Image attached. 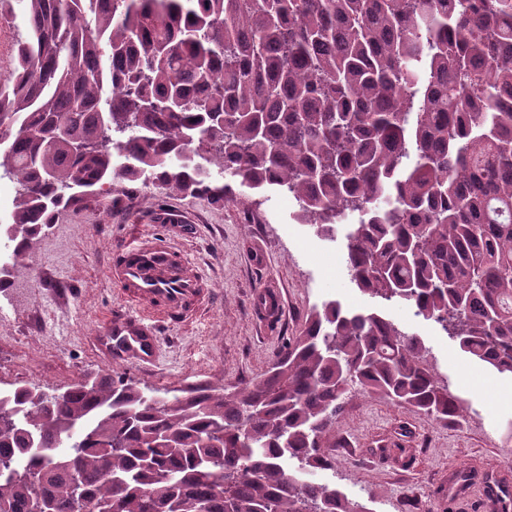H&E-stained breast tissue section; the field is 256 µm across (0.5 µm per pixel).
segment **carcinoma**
I'll use <instances>...</instances> for the list:
<instances>
[{
    "mask_svg": "<svg viewBox=\"0 0 512 512\" xmlns=\"http://www.w3.org/2000/svg\"><path fill=\"white\" fill-rule=\"evenodd\" d=\"M15 185L0 291L72 204L155 185L288 192L357 288L512 377V0H27L0 79ZM424 340L330 300L233 393L83 379L0 390V512H369L332 467L352 388L446 422ZM68 448L67 454L56 452Z\"/></svg>",
    "mask_w": 512,
    "mask_h": 512,
    "instance_id": "1",
    "label": "carcinoma"
}]
</instances>
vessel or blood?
Returning a JSON list of instances; mask_svg holds the SVG:
<instances>
[{"label": "vessel or blood", "instance_id": "obj_1", "mask_svg": "<svg viewBox=\"0 0 512 512\" xmlns=\"http://www.w3.org/2000/svg\"><path fill=\"white\" fill-rule=\"evenodd\" d=\"M123 317L111 321L96 338L105 360L141 365L158 357V325L192 321L206 305L210 290L202 273L167 246H129L112 267Z\"/></svg>", "mask_w": 512, "mask_h": 512}]
</instances>
